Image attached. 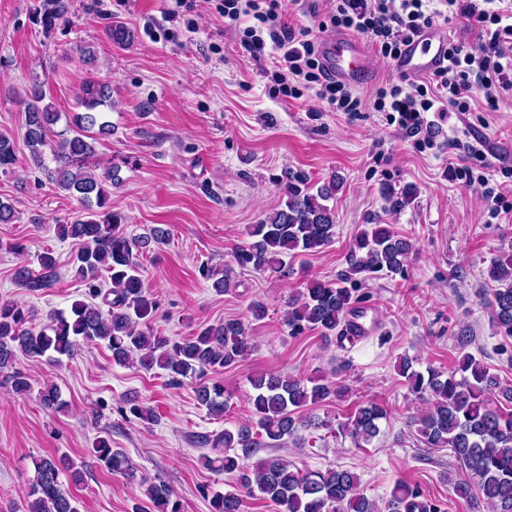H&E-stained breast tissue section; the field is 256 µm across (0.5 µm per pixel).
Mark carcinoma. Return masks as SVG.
<instances>
[{
    "mask_svg": "<svg viewBox=\"0 0 512 512\" xmlns=\"http://www.w3.org/2000/svg\"><path fill=\"white\" fill-rule=\"evenodd\" d=\"M68 10L66 0H39L36 23L46 35L54 31ZM108 39L125 47L135 33L121 22L107 29ZM26 131L24 144L28 162L41 170L56 187L74 197L84 214L69 224L57 225L61 239L80 245L74 264L84 282V298L72 303L69 312H57L35 332L26 327L32 310L12 301L0 303V373L13 368L17 354L32 361H57L74 356L81 344L103 341L119 365L139 362L149 371L158 367L167 372L170 383L194 384L198 402L209 414L221 416L227 405L224 385L207 378L236 364L252 349L246 325L228 320L208 325L179 341L157 334L150 321L158 308L140 276L138 257L161 243L164 232L131 237L121 227L122 216L112 212V185L117 170L98 156L96 143L112 135V123L98 117L112 106V87L95 77L86 79L76 96L81 111L73 114L64 129L55 126L62 118L38 84L31 86L24 99ZM51 152L54 167L46 164ZM17 160L16 144L0 136V172L12 170ZM283 200L259 223L251 226L252 241L238 247L233 257L242 267L256 272L270 270L288 273L284 258L315 253L330 246L336 238V212L326 201L342 189L334 175L319 187L310 184L302 171L286 169L277 178ZM413 244L410 238L389 224H371L355 238L348 254L354 272L402 274L406 271ZM40 271L22 265L15 272L17 285L39 292L58 279L57 262L51 250L37 255ZM488 279L494 283L489 307L498 331L512 338V257L492 261ZM357 299L352 289L341 283L310 281L288 302L283 323L291 335L317 330L324 337L336 336L341 343L350 337L349 315ZM399 373L411 392L426 400L430 408L414 418L428 448H450L458 464V475L448 477L454 495L482 512L487 504L494 512H512V389L500 385L497 375L473 355L466 354L458 368L445 373L432 367L422 373L404 357ZM249 402L256 427L242 426L199 438L201 447L224 449V454L202 457L215 472L237 474L238 489L216 494L210 499V512H245L246 499L261 494L283 512H441L440 506L406 483L397 484L380 508L360 493L358 476L347 469L308 471L276 456L264 458L250 467L245 461L265 448H277L298 437L302 428H319L295 415V410L328 399L340 400L348 387L323 378L304 382L290 375L260 373L251 379ZM48 409H63L64 403L53 386L38 392ZM125 409L143 421H154L152 410L141 406L136 397L125 399ZM386 410L377 402L359 405L339 424L338 434L361 448L380 433ZM102 465L115 473L129 474L125 454L99 437L91 450ZM35 477L27 512H79L78 501L61 489L60 475L70 473L76 483L79 470L65 457L47 456L34 460ZM144 496L151 512H181V504L163 481L144 482Z\"/></svg>",
    "mask_w": 512,
    "mask_h": 512,
    "instance_id": "cac0c4a2",
    "label": "carcinoma"
}]
</instances>
